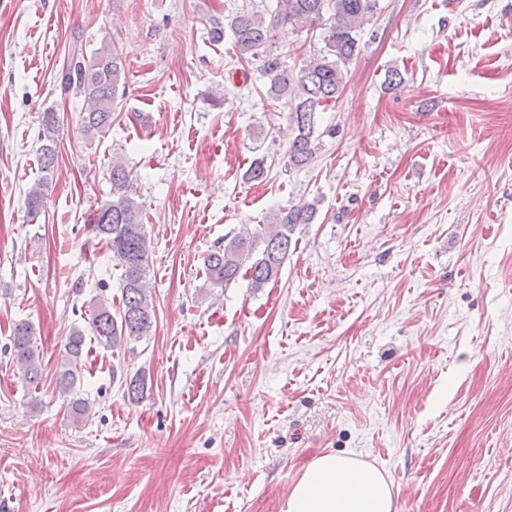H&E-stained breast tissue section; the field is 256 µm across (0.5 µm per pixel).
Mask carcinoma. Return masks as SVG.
<instances>
[{"mask_svg": "<svg viewBox=\"0 0 512 512\" xmlns=\"http://www.w3.org/2000/svg\"><path fill=\"white\" fill-rule=\"evenodd\" d=\"M380 11L379 0H275V4L238 9L225 23L212 31L213 38L224 37L229 28L235 55L239 61L263 58L268 79V94L288 107V166L304 167L311 163L321 145L319 113L336 101L343 90L348 66L361 50L358 35ZM292 32L323 30V49L289 66L281 55L267 51L282 28ZM62 90H80L86 101L81 123L91 136H103L112 126V116L124 85V61L115 46L102 45L85 53L83 40L75 36L69 58L59 74ZM60 116L53 108L41 113L38 132V162L41 177L29 189L24 205L35 217L44 207L45 190L59 164ZM112 197L92 216V229L112 252L122 269V296L119 316L111 306L97 302L90 322L95 336L115 348L132 337L143 338L155 324V306L145 285L149 263V242L142 223L141 205L132 193L130 171L112 158L109 175ZM317 204L303 202L282 209L271 224L249 229L224 238V247L210 252L204 260L205 288H223L243 277L260 291L276 280L288 258L295 231L300 224L313 223ZM86 336L77 329L70 337L66 354L69 364L59 373L55 389L70 396L74 417L90 415L91 405L75 395L80 361ZM13 359L21 379L31 388L40 385L42 357L33 340V329L26 321L15 324L11 336ZM145 380L137 374L125 381L124 394L130 402L143 398Z\"/></svg>", "mask_w": 512, "mask_h": 512, "instance_id": "1", "label": "carcinoma"}]
</instances>
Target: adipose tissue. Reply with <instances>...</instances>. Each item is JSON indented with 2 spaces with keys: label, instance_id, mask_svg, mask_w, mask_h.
<instances>
[{
  "label": "adipose tissue",
  "instance_id": "1",
  "mask_svg": "<svg viewBox=\"0 0 512 512\" xmlns=\"http://www.w3.org/2000/svg\"><path fill=\"white\" fill-rule=\"evenodd\" d=\"M280 512H397L384 472L352 454L333 452L308 462Z\"/></svg>",
  "mask_w": 512,
  "mask_h": 512
}]
</instances>
